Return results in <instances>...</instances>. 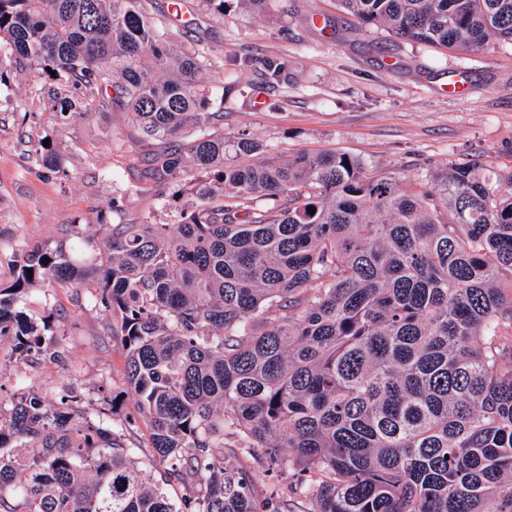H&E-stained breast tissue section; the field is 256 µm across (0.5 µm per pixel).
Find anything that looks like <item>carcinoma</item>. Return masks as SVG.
Wrapping results in <instances>:
<instances>
[{
	"label": "carcinoma",
	"instance_id": "obj_1",
	"mask_svg": "<svg viewBox=\"0 0 512 512\" xmlns=\"http://www.w3.org/2000/svg\"><path fill=\"white\" fill-rule=\"evenodd\" d=\"M338 2L404 40L512 43V0ZM147 5L0 0V53L35 74L51 115L131 113L168 144L148 169L161 197L194 200L175 224L27 250L0 286V336L40 351L50 320L20 295L46 277L95 283L150 458L168 467L146 483L124 434L79 419L77 398L59 410L0 383V512H292L279 489L254 498L226 443L288 469L302 512H512V194L478 160L412 188L345 153L224 140L203 55L168 42ZM263 196L274 206L254 209ZM18 447L32 450L22 480ZM172 483L188 490L178 504Z\"/></svg>",
	"mask_w": 512,
	"mask_h": 512
}]
</instances>
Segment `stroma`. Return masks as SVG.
Segmentation results:
<instances>
[{"label":"stroma","mask_w":512,"mask_h":512,"mask_svg":"<svg viewBox=\"0 0 512 512\" xmlns=\"http://www.w3.org/2000/svg\"><path fill=\"white\" fill-rule=\"evenodd\" d=\"M155 25L175 46L203 53L201 80L213 111L224 115V136L248 133L272 153L336 151L358 159L373 175L421 183L433 170L481 157L494 171L512 170V43L450 51L360 31L336 0H296L292 12L270 0L256 15L237 5L216 12L196 7L188 26L174 28L165 12ZM280 68L267 83V63ZM464 72V95L449 93L450 74ZM49 144L61 172L43 169L36 151ZM154 145L136 141L131 113L60 122L43 109L32 71L0 60V284L15 276L22 249L101 240L113 224L151 218L178 220L158 188L138 183ZM139 184V183H138ZM105 223H98V216ZM19 307L50 318L66 357L13 354L0 337V377L11 389L52 403L78 397L83 416L121 426L128 447L149 452V431L125 392L126 351L106 336L108 312L95 290L51 279L35 283Z\"/></svg>","instance_id":"stroma-1"}]
</instances>
